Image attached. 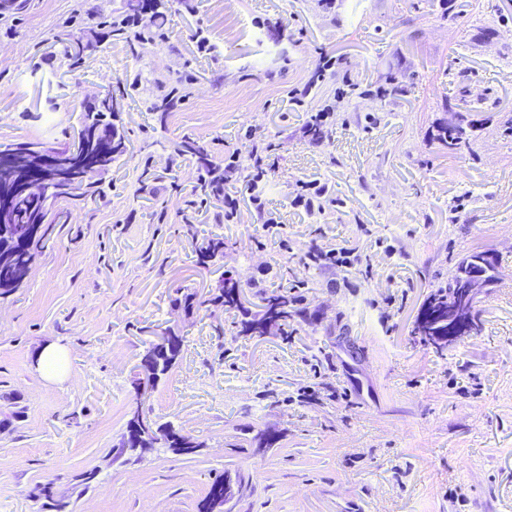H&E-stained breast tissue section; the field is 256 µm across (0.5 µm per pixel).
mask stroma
I'll return each mask as SVG.
<instances>
[{
    "label": "stroma",
    "instance_id": "stroma-1",
    "mask_svg": "<svg viewBox=\"0 0 512 512\" xmlns=\"http://www.w3.org/2000/svg\"><path fill=\"white\" fill-rule=\"evenodd\" d=\"M94 3L86 20L83 0H0V145H72L108 93L127 145L106 198L59 202L63 223L0 299V416L21 413L0 432V512H40L47 482L74 512H198L227 471L243 477L232 512H512V135L499 127L512 0H165L162 38L132 48L106 32L127 0ZM200 32L213 55H198ZM62 33L94 46L78 69ZM326 56L336 67L320 79ZM175 87L185 98L159 121ZM463 87L480 125L452 156L436 126ZM326 107L327 135L311 141L305 123ZM186 136L221 165L241 152L224 187L239 199L232 222L223 203L188 207L199 172L175 152ZM268 143L259 209L242 177ZM301 180L327 189L313 207L295 203ZM214 235L224 267L200 268L194 243ZM339 247L361 265L308 258ZM473 251L503 271L480 290L481 329L424 345L426 296ZM223 274L252 313L280 286L302 312L256 337L222 309H174V288L204 295ZM170 329L181 358L138 395L140 358ZM48 344L67 354L53 382L37 365ZM137 406L202 441L199 454L110 461Z\"/></svg>",
    "mask_w": 512,
    "mask_h": 512
}]
</instances>
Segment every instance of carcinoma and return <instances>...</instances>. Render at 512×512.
I'll list each match as a JSON object with an SVG mask.
<instances>
[{"mask_svg": "<svg viewBox=\"0 0 512 512\" xmlns=\"http://www.w3.org/2000/svg\"><path fill=\"white\" fill-rule=\"evenodd\" d=\"M64 56L77 68L83 63L89 45L69 34L57 36ZM114 97L106 94L100 105L84 112L81 121V138L74 147L58 148L43 143H27L29 155L23 160V169L17 170L0 164V191L9 189L22 177L40 178L47 182L50 191L43 197L15 196L11 207L15 214L10 227L0 228V298L5 299L22 287L43 242L46 224H55L60 219L55 205L61 200L74 204L86 199L101 200L106 197L100 176L108 172L126 151L125 135L107 120L115 116ZM475 126L469 109L451 113L448 122L438 129L437 140L453 154L470 145L471 132ZM182 156L195 158L203 178L194 189L198 197L224 198V187L211 176L215 164L208 150L199 141L186 138L178 149ZM197 264L208 269L224 259V238L210 237L195 246ZM499 280L498 261L488 252H473L463 258L448 283L431 293L425 304L416 330L423 342L436 348L448 346V336L453 325L448 323V312L461 303L464 292L475 281L493 284ZM174 305L190 312L202 308L223 307L240 313V333L245 336H263L271 328L284 331L288 319L298 313L297 299L288 292L272 293L264 297L262 315L250 313L240 300L238 282L222 278L219 285L204 297H197L181 287L173 289ZM183 337L168 330L161 342L150 345L145 354L154 359L159 370L146 373L139 378L145 390L155 389L166 378L180 359ZM159 447L179 448L183 455H193L191 447H202V443L176 428L171 423L156 424ZM37 498L41 508L48 512H73L69 497L53 491L50 484L38 487Z\"/></svg>", "mask_w": 512, "mask_h": 512, "instance_id": "carcinoma-1", "label": "carcinoma"}]
</instances>
